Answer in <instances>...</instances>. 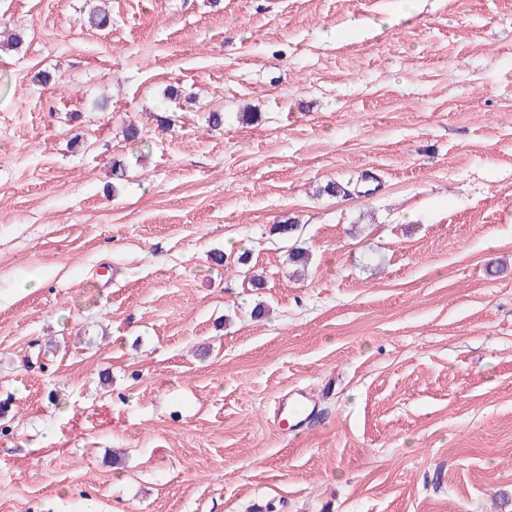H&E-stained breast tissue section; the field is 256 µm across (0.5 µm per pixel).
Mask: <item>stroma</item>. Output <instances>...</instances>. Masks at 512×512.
<instances>
[{
    "mask_svg": "<svg viewBox=\"0 0 512 512\" xmlns=\"http://www.w3.org/2000/svg\"><path fill=\"white\" fill-rule=\"evenodd\" d=\"M399 12L0 0V512H501L512 0Z\"/></svg>",
    "mask_w": 512,
    "mask_h": 512,
    "instance_id": "obj_1",
    "label": "stroma"
}]
</instances>
